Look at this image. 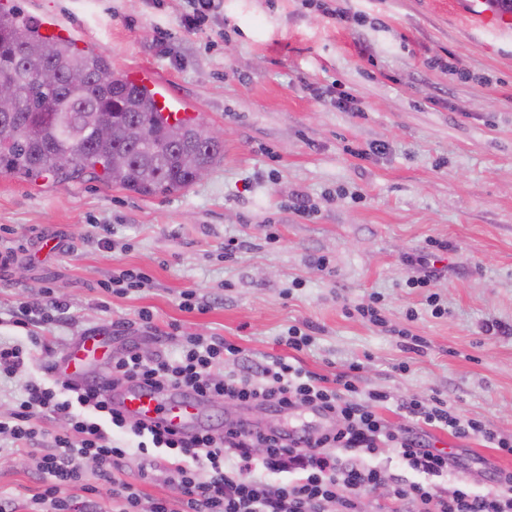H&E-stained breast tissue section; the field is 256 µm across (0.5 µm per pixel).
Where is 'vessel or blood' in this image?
<instances>
[{"label":"vessel or blood","mask_w":512,"mask_h":512,"mask_svg":"<svg viewBox=\"0 0 512 512\" xmlns=\"http://www.w3.org/2000/svg\"><path fill=\"white\" fill-rule=\"evenodd\" d=\"M470 2V14L475 19L477 28L512 34L511 16L498 15L484 9L485 0ZM140 83L155 87L154 99L163 113L178 119H190V112H187L166 80L149 73L141 78ZM109 355L110 345L106 337L90 334L82 337L56 363L55 371L62 378L82 383L89 379L87 366ZM100 388L116 408L134 420L171 428L184 435L193 434L200 428L202 401L199 398L171 388L156 389L139 384L126 385L117 392L105 382L101 383Z\"/></svg>","instance_id":"1"}]
</instances>
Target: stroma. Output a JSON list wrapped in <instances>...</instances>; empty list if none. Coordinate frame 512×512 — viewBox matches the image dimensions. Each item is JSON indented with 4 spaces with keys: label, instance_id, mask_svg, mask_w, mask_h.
Masks as SVG:
<instances>
[{
    "label": "stroma",
    "instance_id": "35a3bbf8",
    "mask_svg": "<svg viewBox=\"0 0 512 512\" xmlns=\"http://www.w3.org/2000/svg\"><path fill=\"white\" fill-rule=\"evenodd\" d=\"M16 2L32 20L64 21L117 73L156 71L202 124L223 129L224 153L201 181L151 197L90 176L0 174V253L37 256L0 264V342L28 354L0 378V418L27 384L53 383L55 360L90 333L109 337L113 353L146 356L176 353L188 335L217 336L263 362L286 354L279 338L294 326L312 337L295 354L304 368L331 378L357 362L362 392L390 394L387 424H406L403 400L438 395L512 437L511 36L471 28L464 0H223L195 33L181 25L186 0ZM334 9L359 23L337 24ZM436 57L448 69L428 67ZM342 91L358 111L337 107ZM379 142L384 153L355 157ZM46 236L56 250L43 248ZM432 241L446 246L442 273L430 289L411 287L420 270L405 258ZM126 270L147 285L113 293ZM47 288L67 304L64 318L13 324L12 311ZM429 290L444 302L441 317L424 305ZM187 291L205 312L182 310ZM371 303L381 323L356 313ZM203 415L217 431L237 420L322 428L306 409L208 402ZM37 424L42 436L23 449L0 437V492L22 505L41 491L37 463L66 428ZM415 429L459 460L437 479L441 492L460 480L492 492L491 471H512V455L480 436ZM142 464L131 454L108 479L87 460L83 482L104 512L116 479L136 483L146 502L178 497L162 476L140 479Z\"/></svg>",
    "mask_w": 512,
    "mask_h": 512
}]
</instances>
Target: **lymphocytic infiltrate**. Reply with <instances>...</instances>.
<instances>
[{
    "instance_id": "lymphocytic-infiltrate-1",
    "label": "lymphocytic infiltrate",
    "mask_w": 512,
    "mask_h": 512,
    "mask_svg": "<svg viewBox=\"0 0 512 512\" xmlns=\"http://www.w3.org/2000/svg\"><path fill=\"white\" fill-rule=\"evenodd\" d=\"M241 348L228 340L185 337L180 351L143 357L127 349L112 359V372L124 382L171 387L202 400L221 397L241 405H260L276 412L308 408L332 427L312 434L305 430L280 432L226 424L222 434L199 429L185 438L177 433L123 416L91 384L64 381L50 387L32 383L9 420H0V434L17 441L34 440V415L66 419L68 428L55 435L39 462L42 490L30 503L31 512H69L62 488H80L79 464L86 459L102 469H114L126 458L127 449L114 445L112 431L129 433L139 440L140 451L156 448L141 468V477L157 471L178 486L180 498L157 499L142 508L141 496L132 483L113 481V512H363L360 492L379 485L383 472L364 464L363 458L382 448L396 449L411 470L426 475V482L394 481L393 496L399 512H512V471H496L498 489L480 494L460 485L451 494L436 489L434 478L447 475L453 460L407 427H390L377 412L389 396L384 392L361 393L360 364L328 378L304 369L280 356L266 363L243 367L227 377L215 376V365L239 363ZM400 410L424 424L464 438L477 435L500 451L512 455V438L464 419L450 411L441 398H412ZM262 449V465L281 475L271 485L252 478L253 449ZM233 453L236 470L224 467V456Z\"/></svg>"
}]
</instances>
